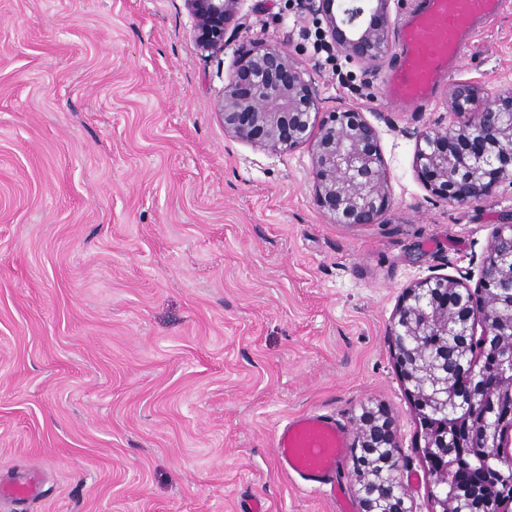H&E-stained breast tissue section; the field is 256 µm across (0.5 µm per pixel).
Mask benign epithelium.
<instances>
[{
    "mask_svg": "<svg viewBox=\"0 0 512 512\" xmlns=\"http://www.w3.org/2000/svg\"><path fill=\"white\" fill-rule=\"evenodd\" d=\"M244 0H186L204 52L224 49ZM336 52L379 66L390 52L391 0H306ZM454 121L422 132L414 166L426 188L454 205L485 200L512 181V92L469 81L449 92ZM224 130L274 153L309 146L320 207L339 224H376L390 204L378 129L356 108L321 111L310 74L287 50L245 52L218 106ZM396 363L413 399L424 458L436 478L434 512H512V221L495 226L478 288L432 276L406 288L390 327ZM352 476L360 512H411L391 421L382 409L356 419ZM483 448L497 500L456 495L455 476Z\"/></svg>",
    "mask_w": 512,
    "mask_h": 512,
    "instance_id": "obj_1",
    "label": "benign epithelium"
}]
</instances>
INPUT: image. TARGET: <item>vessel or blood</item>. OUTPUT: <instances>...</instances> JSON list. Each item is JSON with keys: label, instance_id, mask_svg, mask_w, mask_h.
<instances>
[{"label": "vessel or blood", "instance_id": "vessel-or-blood-1", "mask_svg": "<svg viewBox=\"0 0 512 512\" xmlns=\"http://www.w3.org/2000/svg\"><path fill=\"white\" fill-rule=\"evenodd\" d=\"M511 1L425 0L401 31L397 62L384 77L387 97L403 104L428 102L442 76L454 75L472 22L494 19ZM275 448L285 473L334 495L336 470L349 448L347 433L332 419L316 413L288 419L277 430ZM38 494L31 475L0 485V497L21 503Z\"/></svg>", "mask_w": 512, "mask_h": 512}]
</instances>
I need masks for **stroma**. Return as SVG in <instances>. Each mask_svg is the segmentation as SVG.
Returning a JSON list of instances; mask_svg holds the SVG:
<instances>
[{"instance_id":"35a3bbf8","label":"stroma","mask_w":512,"mask_h":512,"mask_svg":"<svg viewBox=\"0 0 512 512\" xmlns=\"http://www.w3.org/2000/svg\"><path fill=\"white\" fill-rule=\"evenodd\" d=\"M298 0H244L202 51L185 0H0V479L44 494L0 512H339L284 474L275 433L318 413L347 432L382 408L412 512L433 478L389 328L407 287L476 288L512 184L451 205L414 168L447 125L388 99L377 68L325 59ZM457 80L512 87V7L478 21ZM288 49L323 111L374 124L391 202L337 224L308 147L232 137L218 103L253 43Z\"/></svg>"}]
</instances>
